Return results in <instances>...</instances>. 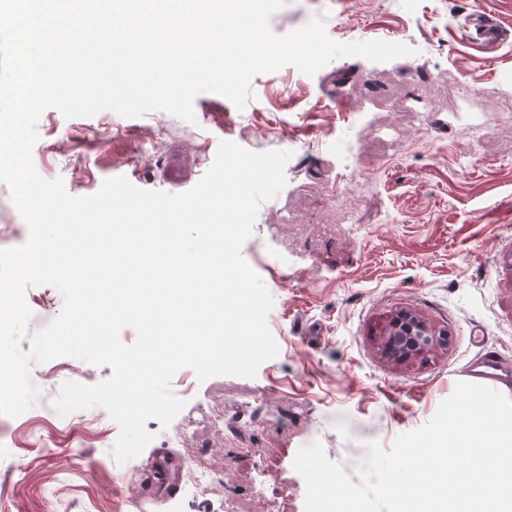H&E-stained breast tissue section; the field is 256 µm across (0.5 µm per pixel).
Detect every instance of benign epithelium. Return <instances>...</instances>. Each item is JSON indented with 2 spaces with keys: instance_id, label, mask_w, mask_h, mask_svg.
<instances>
[{
  "instance_id": "benign-epithelium-1",
  "label": "benign epithelium",
  "mask_w": 512,
  "mask_h": 512,
  "mask_svg": "<svg viewBox=\"0 0 512 512\" xmlns=\"http://www.w3.org/2000/svg\"><path fill=\"white\" fill-rule=\"evenodd\" d=\"M441 343L435 331L418 317L400 313L393 317L380 341L381 354L391 361L416 358Z\"/></svg>"
}]
</instances>
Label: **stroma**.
<instances>
[{
    "label": "stroma",
    "mask_w": 512,
    "mask_h": 512,
    "mask_svg": "<svg viewBox=\"0 0 512 512\" xmlns=\"http://www.w3.org/2000/svg\"><path fill=\"white\" fill-rule=\"evenodd\" d=\"M483 11L509 33L491 49L461 39L467 16ZM316 17L335 41L411 38L416 53L389 62L339 58L311 77L292 66L263 73L252 80L255 99L241 109L202 93L191 123L163 111L42 114L33 163L74 196L96 193L116 168L143 189L188 191L224 140L290 152L284 188L260 207L242 247L273 298L268 326L279 352L254 378L213 377L189 395L190 371L180 369L171 390L186 405L176 421L200 422L194 440L169 439L152 419L146 428L154 439L123 463L111 453L119 427L104 408H92L100 422L91 425L53 406L66 367L79 368L89 385L110 377L111 367L72 357L33 365L40 395L0 444V512H126L148 458L163 450L223 458L224 471L206 492L182 487L161 512H220L228 494L253 512L258 493L290 496L289 512H304L306 484L293 468L302 436L318 438L359 482L368 442L390 449L453 393L479 352L474 335L512 362V128L497 127L494 142L472 154L454 116L461 87L512 99V0H284L269 27L282 36ZM374 98L397 106L392 120L403 144L375 177L353 181L359 232L343 237L335 229L339 211L325 205L340 168L336 142ZM25 299L33 331L63 307L60 291L47 284L29 287ZM402 310L446 333V344L405 363L386 359L379 341ZM246 393L285 418L253 424L244 451L222 418Z\"/></svg>",
    "instance_id": "1"
}]
</instances>
